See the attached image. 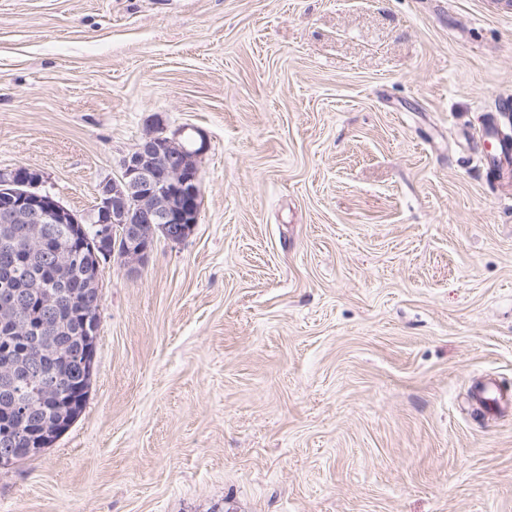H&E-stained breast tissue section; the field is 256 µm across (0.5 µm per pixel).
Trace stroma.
Returning a JSON list of instances; mask_svg holds the SVG:
<instances>
[{
	"label": "stroma",
	"mask_w": 512,
	"mask_h": 512,
	"mask_svg": "<svg viewBox=\"0 0 512 512\" xmlns=\"http://www.w3.org/2000/svg\"><path fill=\"white\" fill-rule=\"evenodd\" d=\"M508 96L500 0H0V169L86 216L154 118L208 145L0 512H512ZM482 137L493 136L497 142L496 154L499 156L500 173L503 178L506 179L510 187V180L512 186V139L506 135H501L497 130L491 128H485L484 132H481Z\"/></svg>",
	"instance_id": "1"
}]
</instances>
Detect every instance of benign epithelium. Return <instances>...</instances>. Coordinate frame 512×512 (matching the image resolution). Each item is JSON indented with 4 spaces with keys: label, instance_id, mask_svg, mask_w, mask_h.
<instances>
[{
    "label": "benign epithelium",
    "instance_id": "1",
    "mask_svg": "<svg viewBox=\"0 0 512 512\" xmlns=\"http://www.w3.org/2000/svg\"><path fill=\"white\" fill-rule=\"evenodd\" d=\"M189 128L172 135L157 122L137 147L121 161V175L103 181L98 189L90 225L39 186V173L22 178L17 170H0V222L42 224L29 234L27 254H43L54 240L71 237L75 229L99 248L97 264L116 257L127 271L143 262L161 236L171 243L187 238L199 215L197 159L206 151ZM52 379L43 373L24 372L0 380V395L18 403L25 390L46 391Z\"/></svg>",
    "mask_w": 512,
    "mask_h": 512
}]
</instances>
